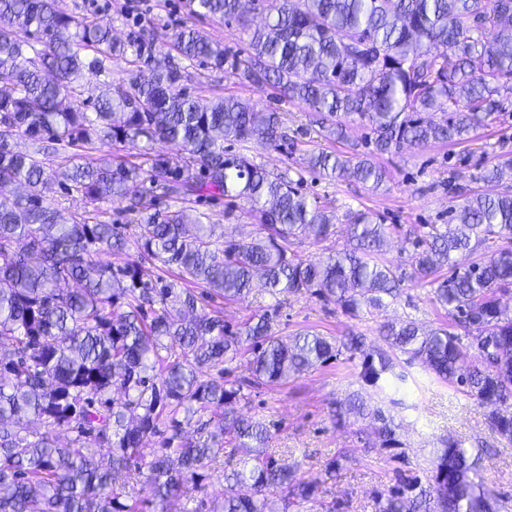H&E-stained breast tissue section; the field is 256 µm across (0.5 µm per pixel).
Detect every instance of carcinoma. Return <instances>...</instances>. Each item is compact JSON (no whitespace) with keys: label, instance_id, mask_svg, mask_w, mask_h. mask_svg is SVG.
Here are the masks:
<instances>
[{"label":"carcinoma","instance_id":"1","mask_svg":"<svg viewBox=\"0 0 512 512\" xmlns=\"http://www.w3.org/2000/svg\"><path fill=\"white\" fill-rule=\"evenodd\" d=\"M198 16L243 19V0H191ZM262 26L242 57L193 29L172 34L156 58L155 41H119L88 15L60 11L56 0H0V512H141L144 499L123 492L132 474L153 500L207 494L204 470L230 446L224 491L208 512H277V502L338 512L316 494L318 482L277 463L272 434L237 410L243 388L284 382L343 353L363 356L362 380L380 390L407 356L488 409L493 434L512 444V315L499 294L512 289V154H501L481 180L491 192L468 194L446 224H425L405 238L415 263L404 276L383 258L396 226L363 210L344 215L349 246L318 259L291 250L292 239H328L339 217L226 142L279 148L290 140L278 112L257 110L234 94L201 103L180 88L175 58L271 85L303 101L315 123L341 138L356 114L370 130L363 154L314 153L308 166L330 179L353 178L372 189L385 171L374 162L408 144L460 143L512 101V0H266ZM148 75L130 89L112 81V61ZM102 78L83 97L85 75ZM436 106L446 116H427ZM85 147L134 148L178 142L179 161L155 154L150 168L118 157H83L57 172L58 184L87 203L121 205L137 217V242L178 279L234 301L255 276L281 303L309 294L351 318L381 319L409 280L430 287L431 303L451 327L406 319L379 322L385 349L366 337L306 331L284 342L263 313L233 330L219 314L196 313V295L162 278H144L123 256L122 225L65 213L48 198V155L22 152L12 140ZM150 186L134 194V183ZM222 195L250 206V240L212 238L205 214L185 204ZM501 241L486 257L455 267L453 256ZM449 270L445 277L443 270ZM249 377H231L234 363ZM220 368L219 378H202ZM378 423L381 447L396 445L393 421L358 394L336 405L344 416ZM34 417L43 430H31ZM73 433L58 444L56 431ZM162 435L152 459L144 439ZM427 485L397 471V484L373 498L374 512H496L498 493L479 456L454 439L441 441ZM342 452L321 476L336 477Z\"/></svg>","mask_w":512,"mask_h":512}]
</instances>
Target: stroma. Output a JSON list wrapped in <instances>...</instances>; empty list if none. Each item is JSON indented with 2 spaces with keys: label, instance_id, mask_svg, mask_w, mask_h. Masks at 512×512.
I'll return each instance as SVG.
<instances>
[{
  "label": "stroma",
  "instance_id": "35a3bbf8",
  "mask_svg": "<svg viewBox=\"0 0 512 512\" xmlns=\"http://www.w3.org/2000/svg\"><path fill=\"white\" fill-rule=\"evenodd\" d=\"M56 5L69 14L96 12L99 22L110 26L113 34L122 39L145 30L162 36L190 27L233 51L246 50L249 42V34L240 23L196 16L190 0H57ZM182 85L204 103L232 93L256 107L281 112L290 128L287 146L272 150L235 143L232 151L244 152L251 161L268 169L288 173L299 181L309 199L334 208L337 214L361 209L379 216L384 223L397 225L386 259L406 272L411 269L413 257L411 250L403 246L405 234L424 224L447 223L448 208L461 188L482 189L480 173L495 163L498 154L512 153L511 106L490 117L470 141L406 147L376 156V163L386 172V181L373 190L351 179H324L307 163L310 154L321 150L365 152L367 128L358 116L343 117L347 137L337 141L321 135L307 105L283 97L271 87L242 84L228 74L196 64L188 66ZM197 209L208 215L217 239L247 240L253 234L254 220L243 200L207 198L198 202ZM104 219L124 225L127 259L138 263L150 276L175 280V270L138 248L134 215L121 212L114 204L107 206ZM193 291L198 298V311H221L225 323L233 328L273 305L272 298L259 287L236 302L210 298L200 285L194 286ZM388 315L415 319L427 329L445 321L443 311L431 304L427 289L412 285L406 286ZM273 319L277 335L286 340L306 330L325 336L354 332L365 336L368 348L382 345L375 320L348 317L307 294L288 296ZM396 370L406 376L400 390H380L361 380L359 360L342 355L299 377L252 390L239 408L245 415L266 423L274 434L275 459L282 465H298V475L304 480L319 478L324 460L337 452L351 454V461L324 486L326 494L339 503L340 512H373L374 496L394 484L397 469L405 468L427 478L430 461L443 437L462 441L467 448L481 449L482 473L505 501L502 512H512V445L495 438L484 408L474 397L431 378L420 364L402 360ZM353 392L360 393L370 407L382 408L393 416L404 461L392 459L389 450L380 448L377 436L365 422L350 418L337 424L336 404Z\"/></svg>",
  "mask_w": 512,
  "mask_h": 512
}]
</instances>
